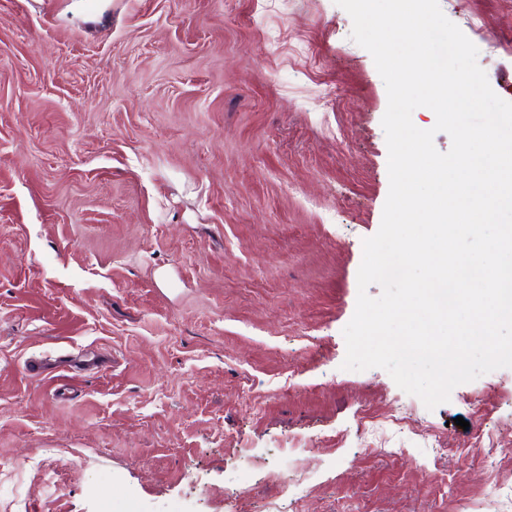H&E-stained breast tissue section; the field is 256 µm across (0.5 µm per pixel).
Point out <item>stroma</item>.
Masks as SVG:
<instances>
[{"mask_svg":"<svg viewBox=\"0 0 512 512\" xmlns=\"http://www.w3.org/2000/svg\"><path fill=\"white\" fill-rule=\"evenodd\" d=\"M460 2L512 102V0ZM351 31L334 0H0V512H512V368L431 410L342 368L389 191Z\"/></svg>","mask_w":512,"mask_h":512,"instance_id":"1","label":"stroma"}]
</instances>
